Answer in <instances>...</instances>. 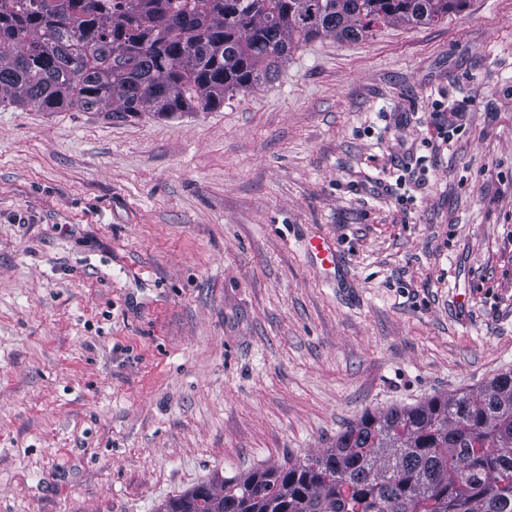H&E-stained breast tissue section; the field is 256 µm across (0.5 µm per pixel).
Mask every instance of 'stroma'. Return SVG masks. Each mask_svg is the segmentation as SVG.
Instances as JSON below:
<instances>
[{
    "mask_svg": "<svg viewBox=\"0 0 512 512\" xmlns=\"http://www.w3.org/2000/svg\"><path fill=\"white\" fill-rule=\"evenodd\" d=\"M509 370L512 0L204 111L0 106V512H157Z\"/></svg>",
    "mask_w": 512,
    "mask_h": 512,
    "instance_id": "1",
    "label": "stroma"
}]
</instances>
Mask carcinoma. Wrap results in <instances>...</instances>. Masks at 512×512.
Here are the masks:
<instances>
[{
  "mask_svg": "<svg viewBox=\"0 0 512 512\" xmlns=\"http://www.w3.org/2000/svg\"><path fill=\"white\" fill-rule=\"evenodd\" d=\"M467 0H0V105L190 112L321 37L436 24ZM168 512H512V371L368 412L303 460L203 483Z\"/></svg>",
  "mask_w": 512,
  "mask_h": 512,
  "instance_id": "cac0c4a2",
  "label": "carcinoma"
}]
</instances>
